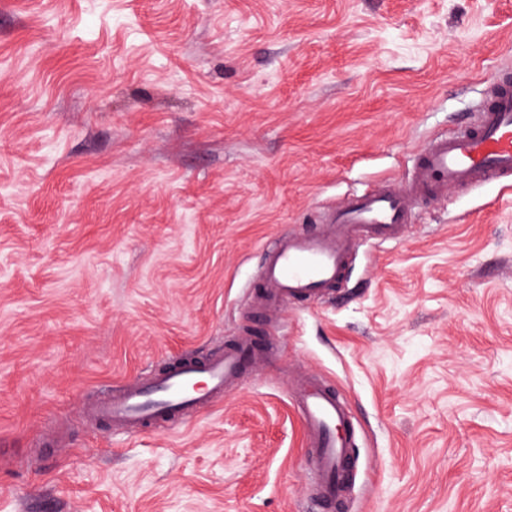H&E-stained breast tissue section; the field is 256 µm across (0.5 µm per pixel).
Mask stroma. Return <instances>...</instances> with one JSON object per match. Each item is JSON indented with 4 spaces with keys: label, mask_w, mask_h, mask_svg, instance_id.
Masks as SVG:
<instances>
[{
    "label": "stroma",
    "mask_w": 512,
    "mask_h": 512,
    "mask_svg": "<svg viewBox=\"0 0 512 512\" xmlns=\"http://www.w3.org/2000/svg\"><path fill=\"white\" fill-rule=\"evenodd\" d=\"M512 74V0H0V512H312L293 368L359 426L353 512H512V187L421 204L178 432L85 398L249 320L265 243Z\"/></svg>",
    "instance_id": "stroma-1"
}]
</instances>
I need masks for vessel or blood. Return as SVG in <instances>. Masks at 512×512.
<instances>
[{"label": "vessel or blood", "mask_w": 512, "mask_h": 512, "mask_svg": "<svg viewBox=\"0 0 512 512\" xmlns=\"http://www.w3.org/2000/svg\"><path fill=\"white\" fill-rule=\"evenodd\" d=\"M512 180V76L492 86L474 122L436 137L423 148L409 181L384 183L347 197L322 214L321 230L282 234L269 241L258 285L250 295L265 322L289 305L333 295L349 262L365 241L402 235L419 203L447 197L450 190ZM274 339L249 331L223 351L187 356L145 377L101 391L88 402L90 423L137 435L159 424L176 430L190 412L216 399L256 368ZM291 405L306 434L311 458L310 498L319 512H343L357 476L356 425L345 397L313 377L295 378Z\"/></svg>", "instance_id": "vessel-or-blood-1"}]
</instances>
